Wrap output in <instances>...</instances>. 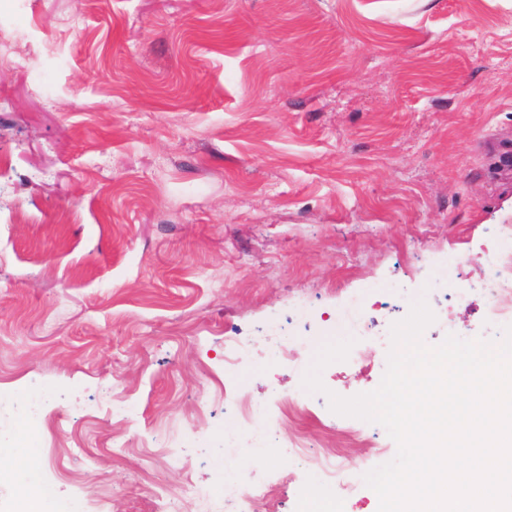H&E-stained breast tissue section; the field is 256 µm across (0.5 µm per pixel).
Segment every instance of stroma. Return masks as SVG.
<instances>
[{
	"mask_svg": "<svg viewBox=\"0 0 512 512\" xmlns=\"http://www.w3.org/2000/svg\"><path fill=\"white\" fill-rule=\"evenodd\" d=\"M511 145L512 0H0V438L35 380L37 471L90 512H165L156 488L189 482L218 506L188 512H304L316 489L378 512L367 449L397 446L326 394L379 386L421 296L426 345L503 339L454 291L512 225ZM230 373L242 400L302 392L275 428L300 452L193 445L234 429ZM228 466L268 496L220 508Z\"/></svg>",
	"mask_w": 512,
	"mask_h": 512,
	"instance_id": "1",
	"label": "stroma"
}]
</instances>
